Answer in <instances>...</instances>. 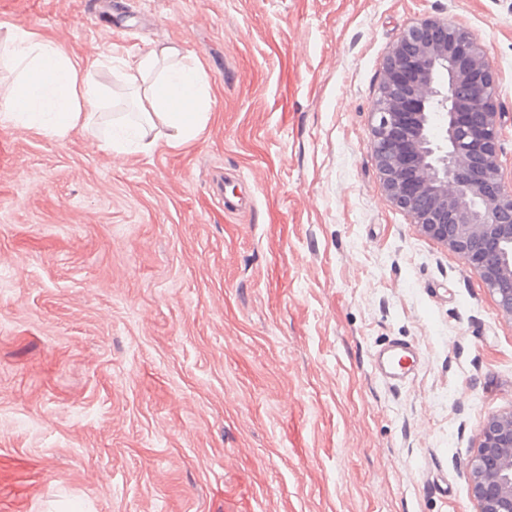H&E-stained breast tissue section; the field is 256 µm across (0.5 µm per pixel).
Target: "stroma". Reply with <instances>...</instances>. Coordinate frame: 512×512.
Instances as JSON below:
<instances>
[{"instance_id":"stroma-1","label":"stroma","mask_w":512,"mask_h":512,"mask_svg":"<svg viewBox=\"0 0 512 512\" xmlns=\"http://www.w3.org/2000/svg\"><path fill=\"white\" fill-rule=\"evenodd\" d=\"M79 57L177 43L197 139L0 123V512H475L512 318L386 195L383 63L418 18L483 44L512 184V0H23ZM416 345L409 380L376 375ZM417 352L405 343H394L373 354V367L383 379L396 385L404 383L412 372Z\"/></svg>"}]
</instances>
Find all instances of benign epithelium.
<instances>
[{"instance_id": "obj_1", "label": "benign epithelium", "mask_w": 512, "mask_h": 512, "mask_svg": "<svg viewBox=\"0 0 512 512\" xmlns=\"http://www.w3.org/2000/svg\"><path fill=\"white\" fill-rule=\"evenodd\" d=\"M369 142L383 189L476 270L512 317V186L498 163L497 81L468 28L410 22L383 68ZM476 512H512V410L489 416L467 463Z\"/></svg>"}]
</instances>
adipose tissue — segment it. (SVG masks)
Instances as JSON below:
<instances>
[{"mask_svg": "<svg viewBox=\"0 0 512 512\" xmlns=\"http://www.w3.org/2000/svg\"><path fill=\"white\" fill-rule=\"evenodd\" d=\"M0 60L13 74L0 92V117L61 140L75 128L89 127L106 105L97 68L106 64L117 71L132 111L113 118L100 139L101 147L116 153L151 150L159 126L170 147L184 145L198 136L211 109L213 91L203 67L175 45L133 56L82 59L52 37L16 26L0 44Z\"/></svg>", "mask_w": 512, "mask_h": 512, "instance_id": "ef3b65f1", "label": "adipose tissue"}]
</instances>
